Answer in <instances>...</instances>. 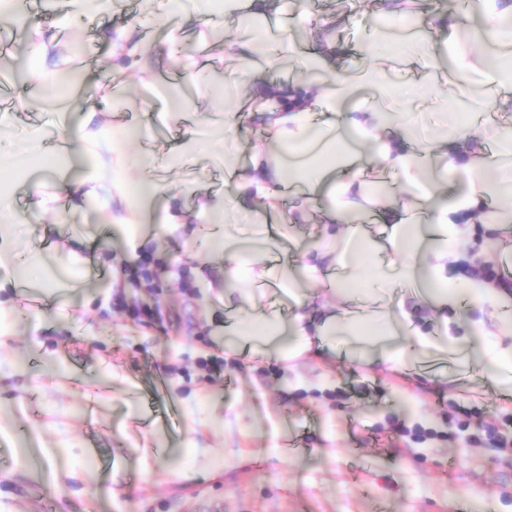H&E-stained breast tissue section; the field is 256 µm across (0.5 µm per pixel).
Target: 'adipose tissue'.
<instances>
[{
  "label": "adipose tissue",
  "mask_w": 512,
  "mask_h": 512,
  "mask_svg": "<svg viewBox=\"0 0 512 512\" xmlns=\"http://www.w3.org/2000/svg\"><path fill=\"white\" fill-rule=\"evenodd\" d=\"M402 2L385 0L379 8L384 30L375 39L400 46L404 58L418 63L420 77L410 86L396 82L387 54L374 55L359 74L330 73L328 63L338 52L330 38L289 57L288 37L299 16L274 30L272 0H239L234 25L225 33L227 51L239 59L238 70L224 78L233 95L199 74L185 81L188 90L209 94L224 109L210 142L224 162V189L203 195L194 211L163 178L150 175L158 166L178 169L197 156L193 136L165 156H133L129 144L136 131L107 124L93 111L73 121V98L61 99L55 141L33 127L0 161V346L13 334L22 286L14 264L21 226L47 211L74 212L95 200L130 256L147 240L185 234L201 218L216 228L213 253L223 261L224 312L251 313L216 329L225 353L245 348L260 360L290 361L317 347L341 351L361 369L399 370L434 357L465 367L478 351L491 378L511 394L512 327L502 311L512 305V293L454 275L453 269L476 226L512 230V126L499 128L492 148H485L483 130L456 97L440 95L438 78L453 84L479 73L469 94L488 109L512 112V0H479L466 34L452 32L438 52L425 39L439 31L440 18L411 13ZM146 6L178 17L184 27L207 23L216 11L215 0H193L189 9L182 0H146ZM147 53L129 30L113 37L115 94L126 92L118 74L143 66ZM291 62L305 79L281 83L275 74ZM412 95L438 103L440 119L423 144L406 106ZM251 123L263 130L266 144L245 160L238 132ZM48 152L71 160L91 156L95 166L66 174L52 187L29 173L13 177V169ZM388 172L403 174L412 186L431 178L432 188L396 205L393 195L370 191ZM287 188L312 201V212L285 207L281 196ZM21 194L28 200L23 209L17 206ZM158 199L166 205L156 224L147 225ZM489 199L502 201V209L486 212ZM302 224L317 230L302 236ZM326 286L335 303L320 298ZM277 289L287 299V312L265 300ZM467 300L480 305L479 319L465 315ZM419 311L438 334L425 331V322L415 317Z\"/></svg>",
  "instance_id": "ef3b65f1"
}]
</instances>
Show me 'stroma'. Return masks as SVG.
<instances>
[{"label": "stroma", "mask_w": 512, "mask_h": 512, "mask_svg": "<svg viewBox=\"0 0 512 512\" xmlns=\"http://www.w3.org/2000/svg\"><path fill=\"white\" fill-rule=\"evenodd\" d=\"M64 0H35L31 15L63 41L89 42L97 58L112 53L106 32L139 25L135 8L98 16L93 28L70 27ZM375 15L373 0H321L307 37L330 34L347 47L338 68L356 70ZM171 18L141 36L148 73L131 69L127 116H139L145 92L155 112L169 111L165 88L183 73L172 58ZM224 23L180 34L181 51L221 78L229 64ZM222 162L203 152L169 176L173 189L202 181L224 187ZM52 241L102 232L106 216L89 202L68 223L44 213ZM105 258L120 254L102 232ZM190 234L151 243L123 265L92 266L58 294L65 323L36 318L34 298L0 351V512H512V454L481 426L512 430V399L502 398L481 365L448 368L446 379L422 367L363 371L340 355L311 352L293 361L240 355L212 381L199 358L222 352L211 331L224 322L223 276L209 284L192 269L215 258ZM136 306L153 319L137 322ZM54 351L58 365L36 354ZM166 388L154 394L152 383ZM475 400L480 415L458 424L448 403ZM401 428L394 443L375 437Z\"/></svg>", "instance_id": "stroma-1"}]
</instances>
